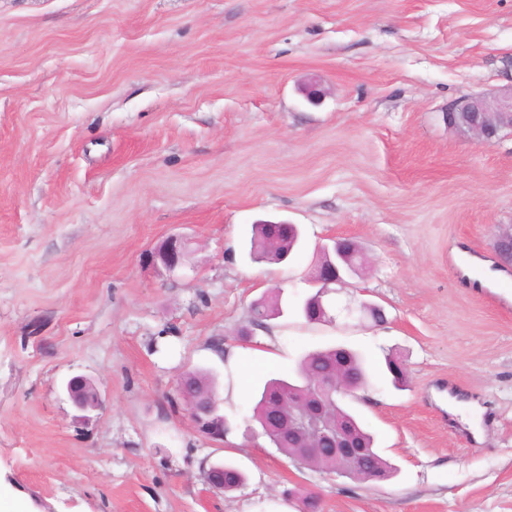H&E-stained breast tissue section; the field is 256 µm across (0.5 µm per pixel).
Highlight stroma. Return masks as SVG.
<instances>
[{
    "instance_id": "35a3bbf8",
    "label": "stroma",
    "mask_w": 512,
    "mask_h": 512,
    "mask_svg": "<svg viewBox=\"0 0 512 512\" xmlns=\"http://www.w3.org/2000/svg\"><path fill=\"white\" fill-rule=\"evenodd\" d=\"M318 83L321 100L305 88ZM512 84V0H0V496L20 512H512V131L449 128ZM298 225L254 264L258 221ZM188 240L184 266L149 255ZM364 265L333 295L387 324L304 323L322 245ZM281 289L282 317L238 331ZM342 344L407 369L353 404L381 483L299 467L252 399ZM216 380L229 429L195 432L181 373ZM100 394L86 421L63 390ZM483 409L475 441L448 397ZM229 461L234 493L204 471ZM224 468L212 466L206 473L205 482L214 490H221L224 485V494L233 493L240 490L245 483L243 473L235 466L225 463L221 464ZM224 471L222 476L221 472ZM223 482V485H222Z\"/></svg>"
}]
</instances>
